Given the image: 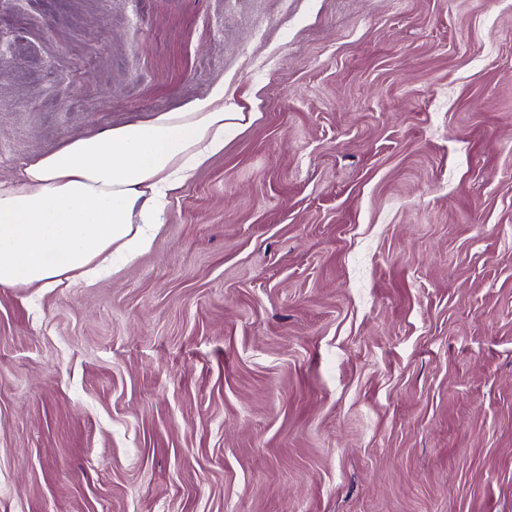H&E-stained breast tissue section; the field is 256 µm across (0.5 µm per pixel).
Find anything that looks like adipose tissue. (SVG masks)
I'll return each instance as SVG.
<instances>
[{
    "mask_svg": "<svg viewBox=\"0 0 512 512\" xmlns=\"http://www.w3.org/2000/svg\"><path fill=\"white\" fill-rule=\"evenodd\" d=\"M216 87L183 112L72 137L0 182V286L50 288L73 274L93 284L112 259L150 249L171 191L224 148L244 120Z\"/></svg>",
    "mask_w": 512,
    "mask_h": 512,
    "instance_id": "obj_1",
    "label": "adipose tissue"
}]
</instances>
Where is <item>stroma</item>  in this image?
Wrapping results in <instances>:
<instances>
[{"label": "stroma", "instance_id": "stroma-1", "mask_svg": "<svg viewBox=\"0 0 512 512\" xmlns=\"http://www.w3.org/2000/svg\"><path fill=\"white\" fill-rule=\"evenodd\" d=\"M0 182L224 88L151 249L0 286V512H512V0H0Z\"/></svg>", "mask_w": 512, "mask_h": 512}]
</instances>
